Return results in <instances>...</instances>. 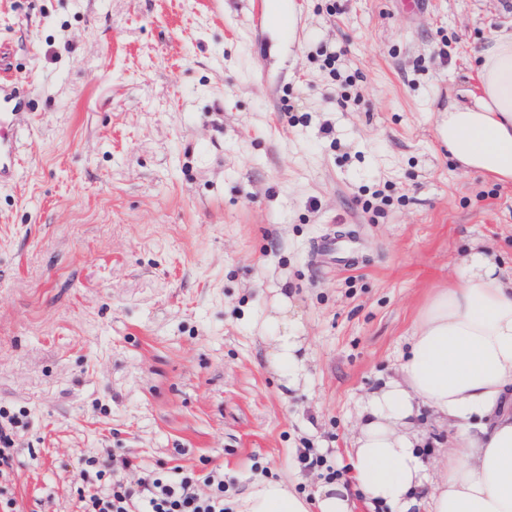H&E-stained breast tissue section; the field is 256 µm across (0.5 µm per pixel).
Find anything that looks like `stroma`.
<instances>
[{"label":"stroma","instance_id":"1","mask_svg":"<svg viewBox=\"0 0 512 512\" xmlns=\"http://www.w3.org/2000/svg\"><path fill=\"white\" fill-rule=\"evenodd\" d=\"M0 0L22 99L0 187V475L11 512H79L95 460L258 476L315 500L318 448L352 484L362 397L472 240L512 267V185L459 170L436 128L478 86L512 0ZM351 242L355 263L315 254ZM292 305L306 375L269 365Z\"/></svg>","mask_w":512,"mask_h":512}]
</instances>
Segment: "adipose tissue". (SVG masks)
Masks as SVG:
<instances>
[{"label":"adipose tissue","instance_id":"obj_1","mask_svg":"<svg viewBox=\"0 0 512 512\" xmlns=\"http://www.w3.org/2000/svg\"><path fill=\"white\" fill-rule=\"evenodd\" d=\"M479 92L452 102L437 126L462 169L512 183V30L475 55ZM287 386L305 370L300 337H273ZM452 433L444 467L429 470L422 409ZM350 465L367 505L383 512H512V273L473 241L456 278L433 291L413 324L400 369L360 405ZM234 512H310L286 481L262 478Z\"/></svg>","mask_w":512,"mask_h":512}]
</instances>
